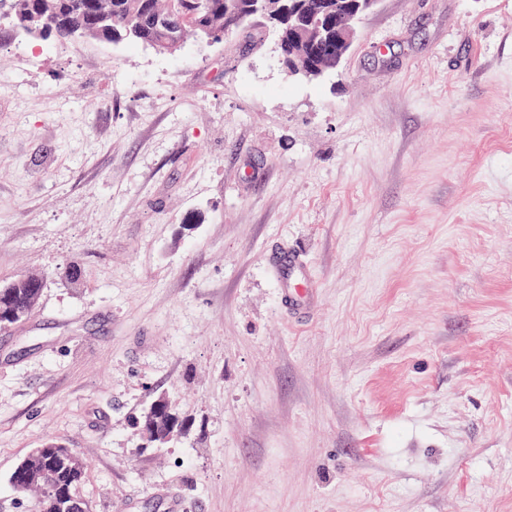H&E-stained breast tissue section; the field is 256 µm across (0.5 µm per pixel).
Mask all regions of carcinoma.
Segmentation results:
<instances>
[{
  "label": "carcinoma",
  "instance_id": "1",
  "mask_svg": "<svg viewBox=\"0 0 512 512\" xmlns=\"http://www.w3.org/2000/svg\"><path fill=\"white\" fill-rule=\"evenodd\" d=\"M2 27L30 39H52L58 44L84 38L145 45L169 54L179 51L188 36L202 40L216 27L225 29L228 36L245 33L249 38L260 37L264 29L261 18L246 13L239 0H0ZM335 51L333 44H317L309 50V61L323 66ZM43 286L40 274L1 284L0 329L31 314ZM136 425L142 437L153 430L165 444L182 427L164 396L153 399ZM84 480V462L76 464L51 454L43 457L37 476L25 472L23 478L12 483L17 492L37 496L38 512H61L62 494L76 490Z\"/></svg>",
  "mask_w": 512,
  "mask_h": 512
}]
</instances>
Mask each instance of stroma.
<instances>
[{
	"mask_svg": "<svg viewBox=\"0 0 512 512\" xmlns=\"http://www.w3.org/2000/svg\"><path fill=\"white\" fill-rule=\"evenodd\" d=\"M275 44L0 30V284L47 278L0 329V512L51 439L91 512H512V0H378L313 81ZM312 281L307 276L300 285L286 288L282 301L288 303V311L305 312L311 307V300L307 298L311 291ZM158 402V403H156ZM139 434L148 442L157 444L161 440L163 444L170 442L180 431L182 424L171 402L164 396H157L145 409L142 416L136 422ZM153 429L160 439L150 441L147 434Z\"/></svg>",
	"mask_w": 512,
	"mask_h": 512,
	"instance_id": "1",
	"label": "stroma"
}]
</instances>
